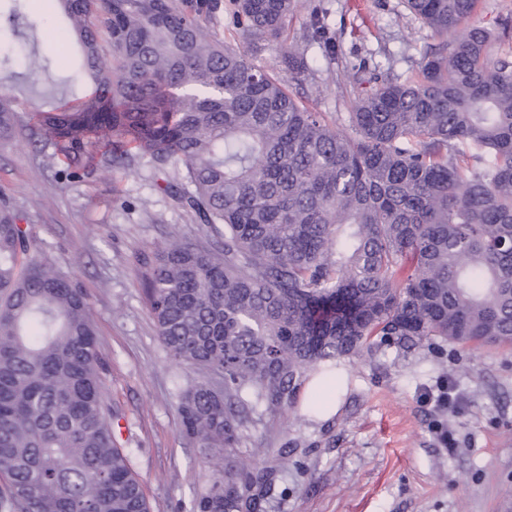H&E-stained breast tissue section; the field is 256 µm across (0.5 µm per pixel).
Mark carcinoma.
I'll return each instance as SVG.
<instances>
[{
  "mask_svg": "<svg viewBox=\"0 0 512 512\" xmlns=\"http://www.w3.org/2000/svg\"><path fill=\"white\" fill-rule=\"evenodd\" d=\"M56 2L92 90L23 126L1 97L0 138L28 131L69 179L144 160L211 238L172 232L146 276L163 348L210 375L178 399L184 435L224 451L193 512H262L273 471L238 451L245 415L374 338L512 346V34L469 24L478 0H406L443 41L356 87L347 132L211 38L217 0ZM296 6L234 0V24L283 42ZM102 374L86 297L1 209L0 512H152Z\"/></svg>",
  "mask_w": 512,
  "mask_h": 512,
  "instance_id": "carcinoma-1",
  "label": "carcinoma"
}]
</instances>
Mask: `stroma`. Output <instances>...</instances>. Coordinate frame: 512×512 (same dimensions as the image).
I'll use <instances>...</instances> for the list:
<instances>
[{
	"mask_svg": "<svg viewBox=\"0 0 512 512\" xmlns=\"http://www.w3.org/2000/svg\"><path fill=\"white\" fill-rule=\"evenodd\" d=\"M326 13L340 53L359 68L364 87L389 73L412 76L432 30L404 0H302L288 21L287 43L316 69L291 90L329 123L347 130L343 73L308 41L312 8ZM27 27H0V81L22 119L84 95L75 40L59 39V11L21 0ZM58 165L25 135L0 140V208L18 214L44 256L86 295L105 362L106 391L122 416L116 439L128 454L153 512H192L195 493L224 455L189 444L180 433L178 394L203 371L172 362L146 299L142 274L165 248L172 225L195 242L207 236L193 214L161 193L146 162L99 168L67 182ZM336 412L320 420L305 395L274 413H248L242 452L265 449L275 470L265 512H512V348L473 350L435 340L405 351L373 345L341 360ZM448 379L456 414L436 411L423 394ZM451 433L453 448L434 429ZM287 467H279L280 459Z\"/></svg>",
	"mask_w": 512,
	"mask_h": 512,
	"instance_id": "stroma-1",
	"label": "stroma"
}]
</instances>
